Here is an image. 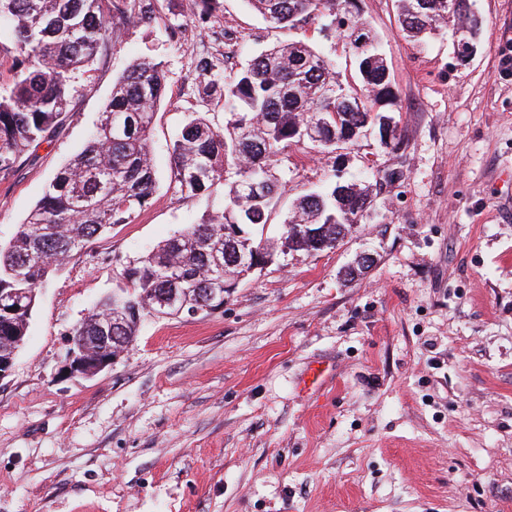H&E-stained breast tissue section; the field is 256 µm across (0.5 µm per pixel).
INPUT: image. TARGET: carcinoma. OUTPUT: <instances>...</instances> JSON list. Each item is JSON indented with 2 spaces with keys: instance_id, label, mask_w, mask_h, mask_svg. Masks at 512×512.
<instances>
[{
  "instance_id": "obj_1",
  "label": "carcinoma",
  "mask_w": 512,
  "mask_h": 512,
  "mask_svg": "<svg viewBox=\"0 0 512 512\" xmlns=\"http://www.w3.org/2000/svg\"><path fill=\"white\" fill-rule=\"evenodd\" d=\"M272 27L310 16H328L340 29L358 82H343L336 64L299 40L268 47L224 78L222 92L208 83L204 101L224 97L226 123L214 127L202 112L191 113L172 145L171 182L183 198L211 201L201 221L157 245L123 269L125 286L112 289L72 335L97 347L127 346L141 321L164 296L174 306L197 307L202 316L231 296L227 276L240 270L229 258L244 248L268 251L247 226H265L270 206L286 185L273 169L288 148L336 152V136L354 147L370 129L391 133L400 144L391 108L396 105L390 70L361 19L358 0H247ZM401 31L409 37L454 24L458 40L477 41L471 24L473 0H396ZM218 0H193L192 16L205 22ZM154 0H0V54H14L11 76L0 83V176L16 173L21 160L74 115L77 73L121 35V22L147 23ZM166 88L162 62L143 59L117 80L83 149L48 183L42 198L0 248V289L31 293L60 265L78 255L114 224H125L149 203L157 188L150 130ZM371 185L336 171L326 187L299 195L284 220L281 245L304 251L305 224H327L325 247L333 248L347 217L371 208ZM242 233L232 237L224 227ZM23 315L0 316V353L27 335Z\"/></svg>"
}]
</instances>
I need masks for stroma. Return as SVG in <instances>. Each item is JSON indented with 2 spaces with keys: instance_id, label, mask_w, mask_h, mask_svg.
<instances>
[{
  "instance_id": "35a3bbf8",
  "label": "stroma",
  "mask_w": 512,
  "mask_h": 512,
  "mask_svg": "<svg viewBox=\"0 0 512 512\" xmlns=\"http://www.w3.org/2000/svg\"><path fill=\"white\" fill-rule=\"evenodd\" d=\"M189 0H156L150 23L80 76L75 114L15 175L0 178L8 244L57 170L84 146L115 82L163 60L151 131L158 188L39 287L0 382V512H512V0H476L477 52L453 32L406 39L395 0H360L396 90L401 143L371 133L320 153L291 147L263 237L334 169H397L336 248L276 256L207 317L144 320L112 367L58 378L74 325L121 285L125 266L200 221L171 185V148L194 112L225 124L223 83L250 57L302 39L354 71L324 17L269 27L245 0L206 23ZM211 61V70L198 66ZM374 259L355 281L343 273Z\"/></svg>"
}]
</instances>
